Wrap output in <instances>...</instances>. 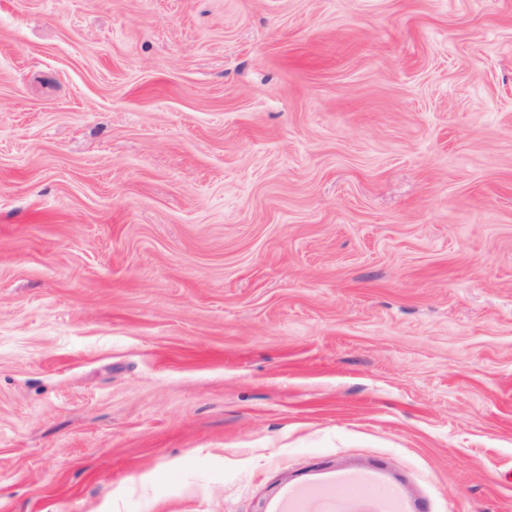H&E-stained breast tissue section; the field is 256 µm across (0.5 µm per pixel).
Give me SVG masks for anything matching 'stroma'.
Here are the masks:
<instances>
[{"label":"stroma","mask_w":512,"mask_h":512,"mask_svg":"<svg viewBox=\"0 0 512 512\" xmlns=\"http://www.w3.org/2000/svg\"><path fill=\"white\" fill-rule=\"evenodd\" d=\"M512 512V0H0V512Z\"/></svg>","instance_id":"35a3bbf8"}]
</instances>
